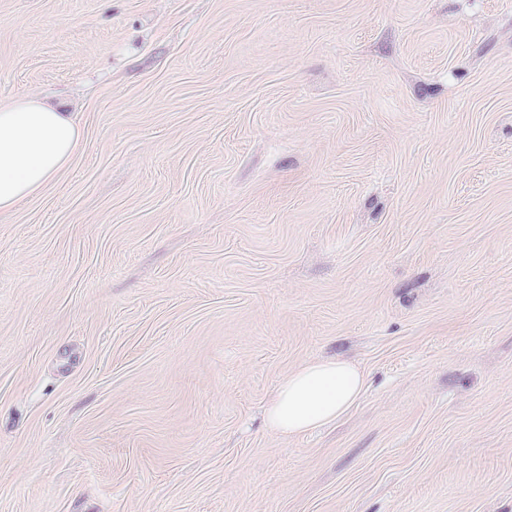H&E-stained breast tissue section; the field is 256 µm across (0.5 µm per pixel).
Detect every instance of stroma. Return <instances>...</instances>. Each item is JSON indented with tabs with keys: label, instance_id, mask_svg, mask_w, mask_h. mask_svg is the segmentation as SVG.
<instances>
[{
	"label": "stroma",
	"instance_id": "35a3bbf8",
	"mask_svg": "<svg viewBox=\"0 0 512 512\" xmlns=\"http://www.w3.org/2000/svg\"><path fill=\"white\" fill-rule=\"evenodd\" d=\"M26 96L83 139L0 218V512H512V0H0ZM364 374L353 363L316 359L288 373L266 410L274 431L295 436L332 423L358 401Z\"/></svg>",
	"mask_w": 512,
	"mask_h": 512
}]
</instances>
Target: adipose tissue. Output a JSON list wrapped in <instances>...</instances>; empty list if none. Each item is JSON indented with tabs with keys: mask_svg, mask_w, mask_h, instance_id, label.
I'll list each match as a JSON object with an SVG mask.
<instances>
[{
	"mask_svg": "<svg viewBox=\"0 0 512 512\" xmlns=\"http://www.w3.org/2000/svg\"><path fill=\"white\" fill-rule=\"evenodd\" d=\"M81 128L72 113L35 97L0 101V215L40 191L71 160ZM353 363L316 359L288 373L266 410L274 431L295 436L332 423L358 401Z\"/></svg>",
	"mask_w": 512,
	"mask_h": 512,
	"instance_id": "ef3b65f1",
	"label": "adipose tissue"
}]
</instances>
